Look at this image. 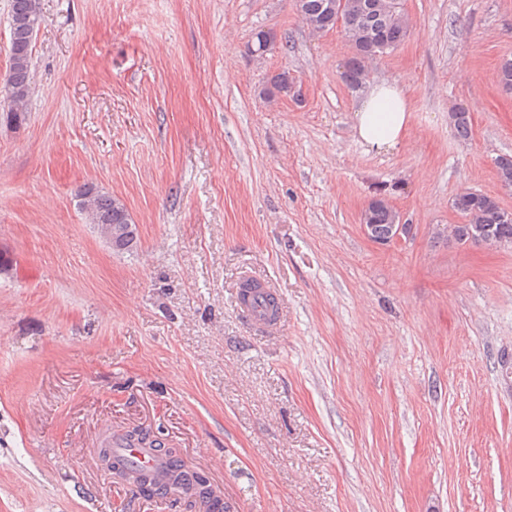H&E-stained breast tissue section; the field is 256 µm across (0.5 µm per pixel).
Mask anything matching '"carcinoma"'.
Returning <instances> with one entry per match:
<instances>
[{
    "label": "carcinoma",
    "mask_w": 512,
    "mask_h": 512,
    "mask_svg": "<svg viewBox=\"0 0 512 512\" xmlns=\"http://www.w3.org/2000/svg\"><path fill=\"white\" fill-rule=\"evenodd\" d=\"M328 3L329 0H294V7L301 21L315 32H328L339 23L343 25L342 35L353 50L345 64L344 82L349 89L356 91L366 82L367 63L377 58L378 46L386 45L391 51L397 48L406 38L409 25L400 0H347V9L339 16L328 8ZM9 15V55L6 72L0 79V115L8 123L19 125L27 120L30 112L33 37L41 20L39 2L10 0ZM277 40V33L273 30L259 29L252 35L251 53L261 57L274 47ZM294 87L295 78L283 69L268 80L263 93L267 98L274 99L282 94H290ZM452 118L457 135L468 137L471 132L468 109L457 108ZM496 166L503 185L511 188L512 155L496 158ZM77 198L78 206L89 223L97 226L100 236L106 238L113 249L129 252L138 246L137 227L119 199L93 186L80 189ZM454 208L471 217L470 223L452 227L460 243L478 244L473 228L475 224L489 225L493 238L512 243V217L494 197L478 192H462L456 196ZM368 212L367 223L371 224L372 239L381 243L387 241L392 236V225L399 221L398 212L381 198L371 201ZM242 300L264 312L277 309L272 294L254 284L245 285ZM124 439L132 447L152 448L168 464L165 478L159 479L151 473L134 470L123 459L112 455L113 460L135 478L144 496L165 497L176 487L191 509L198 504H219L222 512H227L228 506L213 494L208 478L186 468L182 459L166 447L162 437H151L147 432H127Z\"/></svg>",
    "instance_id": "1"
}]
</instances>
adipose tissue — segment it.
<instances>
[{"label":"adipose tissue","mask_w":512,"mask_h":512,"mask_svg":"<svg viewBox=\"0 0 512 512\" xmlns=\"http://www.w3.org/2000/svg\"><path fill=\"white\" fill-rule=\"evenodd\" d=\"M410 119L405 90L398 79L383 77L363 91L353 117V130L367 150L398 148Z\"/></svg>","instance_id":"ef3b65f1"}]
</instances>
